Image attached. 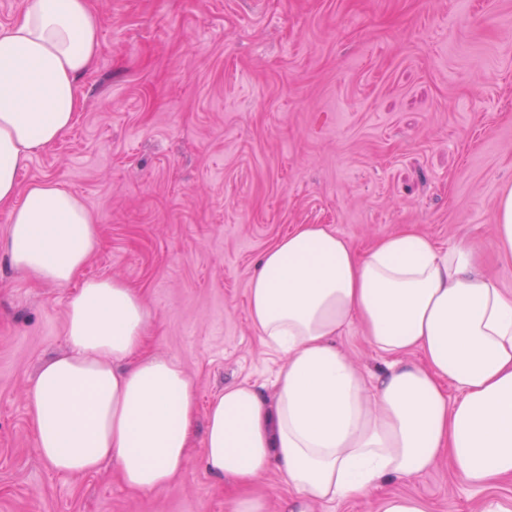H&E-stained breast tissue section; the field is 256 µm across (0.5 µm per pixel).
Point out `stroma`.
Masks as SVG:
<instances>
[{
	"label": "stroma",
	"mask_w": 512,
	"mask_h": 512,
	"mask_svg": "<svg viewBox=\"0 0 512 512\" xmlns=\"http://www.w3.org/2000/svg\"><path fill=\"white\" fill-rule=\"evenodd\" d=\"M100 49L74 126L22 184L53 178L100 231L87 276L138 288L154 354L178 358L201 406L271 385L279 360L247 312L257 257L300 224L366 248L411 224L479 244L512 293L494 214L512 186V0H90ZM74 285L0 255V512H232L195 443L180 477L128 490L111 463L56 472L35 450L26 391L66 352ZM387 491L427 512H512V479L448 463Z\"/></svg>",
	"instance_id": "35a3bbf8"
}]
</instances>
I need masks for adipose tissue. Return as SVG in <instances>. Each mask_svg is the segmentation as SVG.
<instances>
[{"label":"adipose tissue","mask_w":512,"mask_h":512,"mask_svg":"<svg viewBox=\"0 0 512 512\" xmlns=\"http://www.w3.org/2000/svg\"><path fill=\"white\" fill-rule=\"evenodd\" d=\"M99 33L89 0H28L0 28V206L10 215L0 251L33 280L80 283L66 310L69 351L42 365L28 394L38 455L64 475L112 462L143 491L183 471L194 383L177 358L147 351L135 289L83 278L100 241L83 201L59 181L18 177L72 127ZM478 251L465 240L439 247L412 226L360 250L301 224L262 253L248 316L283 358L273 392L228 386L206 414L201 462L234 486L232 512H268L254 488L272 470L295 492L289 512L369 498L377 512H426L381 487L445 459L476 486L512 478V293L476 271ZM353 327L389 359L376 383L337 344Z\"/></svg>","instance_id":"adipose-tissue-1"}]
</instances>
